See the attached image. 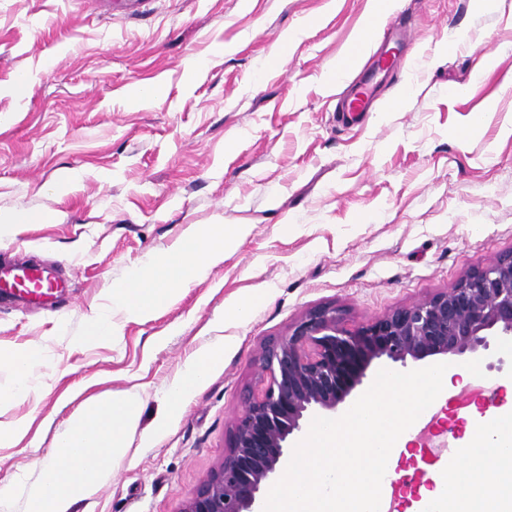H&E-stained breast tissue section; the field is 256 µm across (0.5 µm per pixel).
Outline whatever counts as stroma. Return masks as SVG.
Returning <instances> with one entry per match:
<instances>
[{"instance_id":"35a3bbf8","label":"stroma","mask_w":512,"mask_h":512,"mask_svg":"<svg viewBox=\"0 0 512 512\" xmlns=\"http://www.w3.org/2000/svg\"><path fill=\"white\" fill-rule=\"evenodd\" d=\"M126 2L0 0V219L52 216L1 231L0 255L68 282L52 309L0 297V351L42 347L28 393L0 402V425L28 427L0 447V487L14 489L0 512H27L86 400L130 388L141 410L127 452L68 512H180L261 388L268 340L326 305L370 322L512 252V0H400L414 22L400 74L352 126L336 99L374 0H145L135 17ZM136 85L162 92L138 108ZM208 224L247 233L152 319L116 311L117 336L81 342L131 270ZM245 295L251 314L226 318ZM204 349L216 353L207 382L172 405L170 383ZM480 360L490 395L435 402L436 438L458 455L470 419L512 404V339Z\"/></svg>"}]
</instances>
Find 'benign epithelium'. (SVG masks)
Masks as SVG:
<instances>
[{"label":"benign epithelium","mask_w":512,"mask_h":512,"mask_svg":"<svg viewBox=\"0 0 512 512\" xmlns=\"http://www.w3.org/2000/svg\"><path fill=\"white\" fill-rule=\"evenodd\" d=\"M512 337V254L453 287L347 327L334 307L307 312L265 345L268 380L235 417L223 460L181 512H256L290 435L313 408L334 410L363 383L371 362H418L488 350Z\"/></svg>","instance_id":"7a95c632"}]
</instances>
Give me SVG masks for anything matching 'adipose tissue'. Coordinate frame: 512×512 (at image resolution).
I'll return each instance as SVG.
<instances>
[{"mask_svg":"<svg viewBox=\"0 0 512 512\" xmlns=\"http://www.w3.org/2000/svg\"><path fill=\"white\" fill-rule=\"evenodd\" d=\"M246 229L241 224H210L191 232L176 251L132 271L111 294V311L94 312L82 338L94 345L111 340L119 328L113 311L143 321L167 307L179 291L202 280L223 262ZM140 396L126 390L88 401L81 413L55 437V462L43 466L29 495V512H68L112 472L125 455L126 438L140 414ZM471 449L465 463L439 466L434 490L425 492L422 512H512V480L503 473L485 479L487 461L512 459V409L480 418L470 429Z\"/></svg>","mask_w":512,"mask_h":512,"instance_id":"1","label":"adipose tissue"}]
</instances>
